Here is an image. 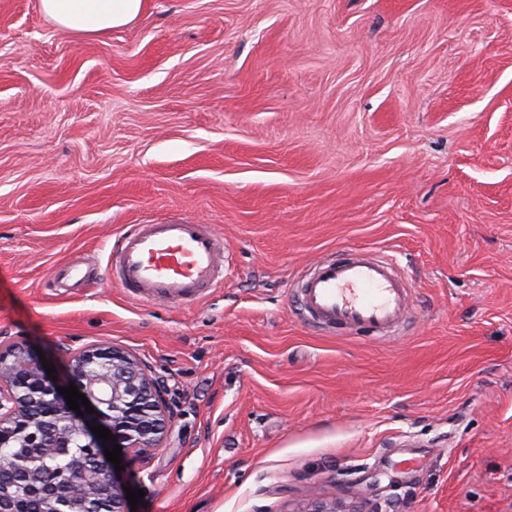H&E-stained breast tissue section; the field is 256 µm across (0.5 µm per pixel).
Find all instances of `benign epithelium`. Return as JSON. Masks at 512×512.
Segmentation results:
<instances>
[{
  "label": "benign epithelium",
  "instance_id": "obj_1",
  "mask_svg": "<svg viewBox=\"0 0 512 512\" xmlns=\"http://www.w3.org/2000/svg\"><path fill=\"white\" fill-rule=\"evenodd\" d=\"M69 375L95 413L69 409L42 365L22 343L0 342V447L20 448L26 463L19 466V491L0 487V512H26L37 498L48 512H75L72 501L59 495L63 484L82 498L83 512H131L124 483L91 427L102 425L116 436L122 456L145 460L160 447L173 419L162 381L150 375L130 353L114 347H82L72 353ZM79 433L93 465L78 463L56 478L38 466L47 448H69ZM303 512H380V506L356 491L349 500L314 498Z\"/></svg>",
  "mask_w": 512,
  "mask_h": 512
}]
</instances>
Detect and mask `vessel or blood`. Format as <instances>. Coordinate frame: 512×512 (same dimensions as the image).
<instances>
[{"label": "vessel or blood", "instance_id": "vessel-or-blood-1", "mask_svg": "<svg viewBox=\"0 0 512 512\" xmlns=\"http://www.w3.org/2000/svg\"><path fill=\"white\" fill-rule=\"evenodd\" d=\"M224 261V240L212 225L131 224L112 248L107 278L143 303L187 304L215 287ZM295 294L307 322L329 336L385 337L410 309V288L395 262L361 248L315 262Z\"/></svg>", "mask_w": 512, "mask_h": 512}]
</instances>
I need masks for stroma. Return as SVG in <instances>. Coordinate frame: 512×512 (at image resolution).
<instances>
[{
  "label": "stroma",
  "mask_w": 512,
  "mask_h": 512,
  "mask_svg": "<svg viewBox=\"0 0 512 512\" xmlns=\"http://www.w3.org/2000/svg\"><path fill=\"white\" fill-rule=\"evenodd\" d=\"M212 225L224 279L145 305L124 225ZM393 255L397 334L326 336L293 278ZM114 346L174 419L135 512H287L361 480L384 512H512V0H146L87 37L0 0V341Z\"/></svg>",
  "instance_id": "35a3bbf8"
}]
</instances>
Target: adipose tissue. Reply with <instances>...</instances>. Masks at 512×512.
<instances>
[{
    "mask_svg": "<svg viewBox=\"0 0 512 512\" xmlns=\"http://www.w3.org/2000/svg\"><path fill=\"white\" fill-rule=\"evenodd\" d=\"M40 4L60 28L86 36L125 26L144 9V0H40Z\"/></svg>",
    "mask_w": 512,
    "mask_h": 512,
    "instance_id": "1",
    "label": "adipose tissue"
}]
</instances>
